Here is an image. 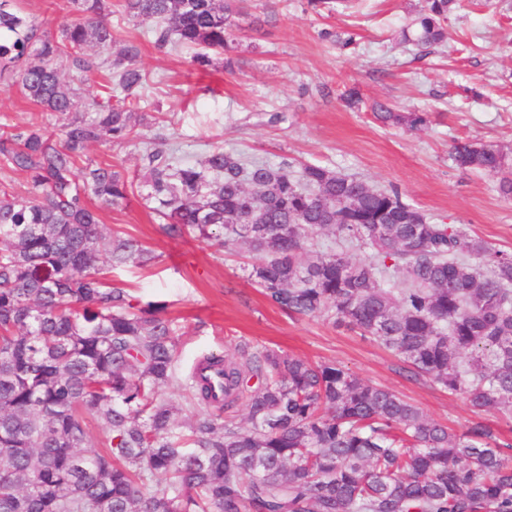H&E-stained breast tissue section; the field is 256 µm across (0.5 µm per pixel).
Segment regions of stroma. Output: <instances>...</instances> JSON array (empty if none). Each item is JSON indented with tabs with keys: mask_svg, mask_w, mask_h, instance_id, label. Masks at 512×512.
<instances>
[{
	"mask_svg": "<svg viewBox=\"0 0 512 512\" xmlns=\"http://www.w3.org/2000/svg\"><path fill=\"white\" fill-rule=\"evenodd\" d=\"M422 6L423 0H362L327 17L307 0H245L235 50L214 53L204 72L192 66L191 51L155 46L154 21L113 13V52L130 41L141 48L149 82L140 109L147 119L132 141L94 146L87 156L131 175L145 147L162 135L193 160L221 146L248 159L322 165L376 188H398L432 218L464 225L510 253L512 200L498 193L494 176L458 169L449 152L454 141L479 139L512 156V0H465L448 20L447 45L427 51L401 38ZM325 29L355 33L354 47L321 39ZM352 87L361 94L355 107L341 98ZM378 102L425 113L427 123L414 131L382 124L373 114ZM54 124L18 87L0 83V128ZM97 210L107 229L153 250V262L115 268L112 281L141 301L165 303L179 374L205 355H231L246 343L336 364L392 390L451 432L479 419L496 436L512 437V412L474 413L463 396L409 374L395 353L359 331L272 306L248 281L256 257L246 248L169 238L136 197Z\"/></svg>",
	"mask_w": 512,
	"mask_h": 512,
	"instance_id": "1",
	"label": "stroma"
}]
</instances>
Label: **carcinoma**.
Instances as JSON below:
<instances>
[{
	"mask_svg": "<svg viewBox=\"0 0 512 512\" xmlns=\"http://www.w3.org/2000/svg\"><path fill=\"white\" fill-rule=\"evenodd\" d=\"M18 0H0V82L57 117L48 131L0 129V159L26 175L29 197L0 189V512H512V440L483 422L461 434L393 391L334 364L283 351L209 355L185 377L166 306L112 284L105 269L155 259L138 240L104 232L90 204L128 203L135 187L170 238L259 255L248 278L282 311L321 315L394 351L417 376L461 395L480 414L512 411V253L461 224L434 221L397 189H377L325 166L248 161L222 147L177 156L147 146L139 183L110 163L78 161L93 145L134 137L147 79L139 47L112 46V0H67L55 35ZM237 0H122L153 19L155 42L207 50L234 42ZM350 0H307L336 14ZM461 0H426L403 41H448ZM109 67L97 111H74L61 80ZM384 124L417 130L427 118L373 107ZM462 170L501 175L497 145L457 140ZM327 234L331 245L320 249ZM370 250L362 260L344 245ZM224 369V394L206 370ZM257 379V384L250 381ZM180 393L183 402L164 397ZM240 400L248 424L229 410ZM106 432L89 448L87 420Z\"/></svg>",
	"mask_w": 512,
	"mask_h": 512,
	"instance_id": "obj_1",
	"label": "carcinoma"
}]
</instances>
